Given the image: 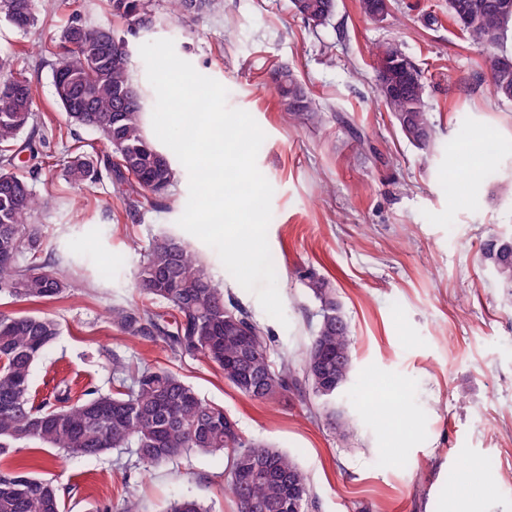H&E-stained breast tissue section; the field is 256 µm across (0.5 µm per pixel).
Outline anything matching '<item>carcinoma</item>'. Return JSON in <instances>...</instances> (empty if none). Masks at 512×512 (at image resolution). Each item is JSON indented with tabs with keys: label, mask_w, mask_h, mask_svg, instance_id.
I'll use <instances>...</instances> for the list:
<instances>
[{
	"label": "carcinoma",
	"mask_w": 512,
	"mask_h": 512,
	"mask_svg": "<svg viewBox=\"0 0 512 512\" xmlns=\"http://www.w3.org/2000/svg\"><path fill=\"white\" fill-rule=\"evenodd\" d=\"M110 15L135 36L153 24L146 0H108ZM172 18L180 20L209 10L214 0H167ZM305 22L327 24L336 0H291ZM0 16L28 33L39 18L34 0H0ZM448 20L470 43L491 52L489 80L495 98L512 102V68L497 66L496 58L512 59V0H448ZM59 52H50L56 102L69 123L101 134L111 152L93 158L71 157L69 179L94 185L108 175L124 192L129 208L163 205L171 196L176 170L170 153L159 149L146 134L147 100L134 82L128 41L111 24L71 21L60 37ZM272 80L286 110L308 123L322 117L306 90L288 69L276 70ZM379 97L401 133L415 146H435L433 124L425 101L422 71L406 76L402 63L377 70ZM36 95L25 77L0 83V296L19 301L58 299L75 288L63 273L37 262L44 241L32 223L40 202L24 176V163L38 157L21 134L36 123ZM478 262L492 272L512 297V234H495L480 245ZM306 286L319 304L320 321L305 353L306 380L334 416V399L352 371L350 325L336 299L335 289L314 274ZM135 288L162 310L112 307L109 322L133 338L165 344L171 351L200 356L215 364L242 395L267 401L290 390L291 369L283 361L273 366L263 332L239 304L225 301L224 292L179 236L161 233L144 249ZM58 324L42 315H0V459L20 448L40 444L71 457L95 456L109 450L134 449L136 466L148 473L198 450L230 458L224 487L238 512H289L288 485L305 497L302 512L315 500L308 479L287 453L243 438L237 426L224 424V409L202 400L190 385L163 368L130 370L125 359L112 356L118 386L111 393L88 389L70 402V392L56 404L35 403L30 392L33 366L58 336ZM265 359L263 367L245 359L244 346ZM61 490L51 478L24 466L0 469V512H62ZM163 512H206L194 499L176 500Z\"/></svg>",
	"instance_id": "carcinoma-1"
}]
</instances>
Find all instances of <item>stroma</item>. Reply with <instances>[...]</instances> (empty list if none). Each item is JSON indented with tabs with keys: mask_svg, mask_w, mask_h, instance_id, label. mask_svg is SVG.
I'll return each instance as SVG.
<instances>
[{
	"mask_svg": "<svg viewBox=\"0 0 512 512\" xmlns=\"http://www.w3.org/2000/svg\"><path fill=\"white\" fill-rule=\"evenodd\" d=\"M384 19L364 17L356 0H336L331 21L314 28L289 0H218L214 9L175 21L166 0H149L153 28L131 39L134 78L148 99L140 46L173 40L177 55L228 90L229 107L248 112L265 132L257 167L274 189L267 237L287 317L268 316L256 296L223 267L216 251L193 235L197 252L226 297L261 328L272 362L288 360L287 395L260 402L238 392L214 364L173 354L163 343L134 339L112 327V307L143 306L134 286L141 245L179 233L189 176L178 167L165 206L130 213L105 180L72 185V153L109 150L100 135L76 129L52 144L32 180L43 207L51 269L74 279L60 299L0 298V314L54 318L56 340L34 365L31 393L49 397L59 385L72 398L86 388L111 391L112 358L160 367L222 406L251 442L296 459L318 499V512H512V298L477 253L488 236L512 232V103L488 86L485 53L448 20V0H389ZM107 0H37L43 25L22 35L0 18V59L15 62L37 90L45 126L66 124L53 96L52 70L38 64L42 46L58 40L72 18L106 19ZM394 45L421 69L436 147H414L382 107L372 48ZM291 69L324 114L313 126L287 112L269 80ZM362 130L366 143L351 128ZM501 152L464 168L476 155V132ZM500 170L499 179L486 175ZM458 177V191L448 189ZM328 281L349 320L353 368L336 397L334 428L305 382V350L318 328V304L303 276ZM18 459L37 474L72 487L65 512H100L137 500L162 512L191 496L209 512H237L224 491L227 456L194 451L149 473L130 451L69 458L45 446Z\"/></svg>",
	"mask_w": 512,
	"mask_h": 512,
	"instance_id": "35a3bbf8",
	"label": "stroma"
}]
</instances>
